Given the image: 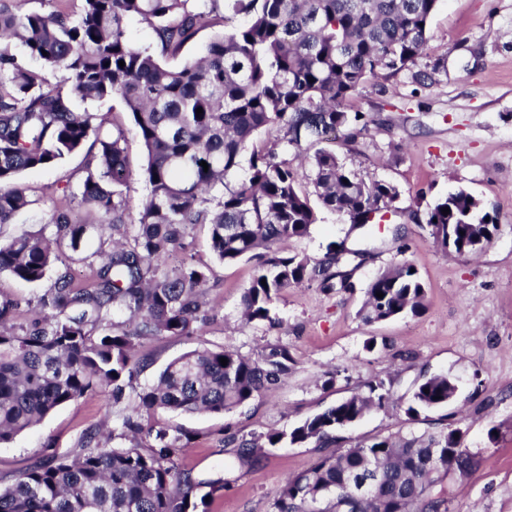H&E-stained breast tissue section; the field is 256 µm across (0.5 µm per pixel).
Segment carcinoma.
<instances>
[{
    "label": "carcinoma",
    "instance_id": "carcinoma-1",
    "mask_svg": "<svg viewBox=\"0 0 512 512\" xmlns=\"http://www.w3.org/2000/svg\"><path fill=\"white\" fill-rule=\"evenodd\" d=\"M8 2L0 0V224L36 203L19 182L23 172L83 151L85 178L77 193L68 181L55 188L51 234L0 243V275L36 285L50 279L24 319L20 302L0 293V444L87 394L108 392L112 405L123 403L143 367L135 359L140 339L199 332L210 278L189 256L186 239L196 224L209 226L220 262H255L241 300L248 324L272 321V304L285 288L351 287L350 266L363 251L330 244L313 260L274 245L308 235L317 223L304 181L322 208L359 228L399 197L394 185L364 180L321 144L339 133L354 142L366 130L364 114L347 103L370 79L407 72L417 86L436 83L437 69L416 66L438 0H80L76 20L58 10L15 12ZM131 17L152 28L155 48L129 40ZM213 28L199 56L169 64ZM13 40L66 78L44 85L18 63ZM114 95L132 114L147 154L148 193L135 216L123 189L137 172L122 129L114 123L108 134L103 115L73 105L76 97ZM274 128L282 136L269 143L263 135ZM76 211L98 215L96 224L73 220ZM423 223L437 247L458 254L480 249L498 227L496 215L464 189L438 200ZM94 235L97 262L89 263L88 279L77 280L61 255L78 252ZM176 251L184 256L172 272L157 275ZM424 309L418 272L403 262L371 282L359 314L374 323ZM114 311L124 319L109 320ZM292 363L279 344L252 356L229 348L183 354L137 394L136 405L107 413L112 446L89 433L79 455L52 457L1 486L0 512H207V498L229 481L180 468L175 456L189 437L145 429L143 413L232 411L278 385ZM366 388L288 431L230 437L242 462L256 461L257 448L287 442L331 449L287 479L275 512H450L440 485L475 463L462 432L445 425L405 442L380 436L343 448L340 430L393 401L383 378ZM455 394L448 376H426L414 383L406 415L416 421ZM368 472L375 473L373 494L361 497L355 486ZM203 487L210 491L201 495Z\"/></svg>",
    "mask_w": 512,
    "mask_h": 512
}]
</instances>
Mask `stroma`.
<instances>
[{
  "label": "stroma",
  "mask_w": 512,
  "mask_h": 512,
  "mask_svg": "<svg viewBox=\"0 0 512 512\" xmlns=\"http://www.w3.org/2000/svg\"><path fill=\"white\" fill-rule=\"evenodd\" d=\"M432 38L418 66L442 64L437 84L414 91L408 74L369 80L351 100L367 128L335 151L365 180L393 184L399 197L384 217L363 230L348 218L319 210L309 234L282 243L286 252L317 259L330 243L363 250L350 290L325 293L313 285L287 288L275 299L272 322L241 319V297L255 274L253 262L223 264L214 257L207 226L191 232L197 260L209 267L212 320L199 335L141 339L146 363L137 388L153 384L175 358L197 348H231L251 354L266 344L286 346L294 364L288 378L266 395L224 414L152 412L153 428L182 429L191 442L177 464L203 479L227 478L229 488L208 499L209 512H273L287 477L313 468L321 457L313 444L260 449L253 466L239 465L224 433L291 429L336 401L363 392L365 382L392 379L396 407L370 411L341 431L343 447L377 436H408L445 422L460 429L478 455L464 477L445 488L453 512H512V0H439L430 22ZM77 111L119 117L135 168L145 154L138 129L120 97L75 99ZM84 156L59 167L24 172L20 181L37 203L11 223L0 224V243L25 232L51 233L59 180L79 187ZM466 189L498 215L493 239L475 255L438 249L426 225L407 211L425 212L438 199ZM413 264L424 284L426 309L367 323L359 310L378 273L400 262ZM444 373L457 392L448 406L421 413L405 410L415 381ZM112 402L87 395L64 405L40 424L0 445V485L39 465L49 455L75 456L88 430L101 423Z\"/></svg>",
  "instance_id": "stroma-1"
}]
</instances>
